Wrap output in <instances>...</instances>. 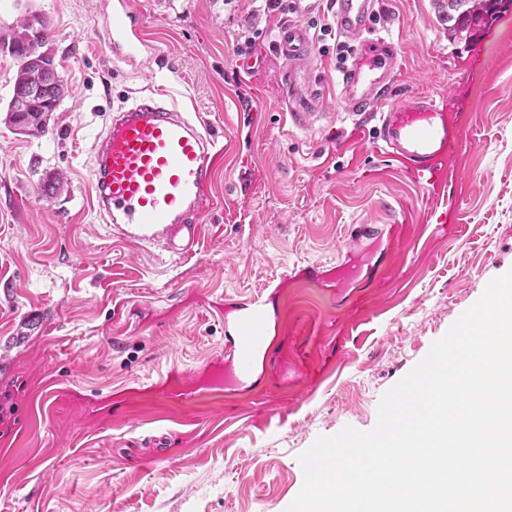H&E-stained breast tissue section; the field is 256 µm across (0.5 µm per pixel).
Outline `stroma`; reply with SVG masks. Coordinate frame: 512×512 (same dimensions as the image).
Instances as JSON below:
<instances>
[{"label": "stroma", "instance_id": "35a3bbf8", "mask_svg": "<svg viewBox=\"0 0 512 512\" xmlns=\"http://www.w3.org/2000/svg\"><path fill=\"white\" fill-rule=\"evenodd\" d=\"M155 54L106 43L112 0H0V32L27 12L69 93L48 132L5 122L17 62L0 53V512H285L298 454L374 427L382 395L512 270V10L450 42L432 0H385L403 59L399 94L457 100L462 139L438 191L345 118L336 55L308 132L283 112L284 21L255 0H131ZM259 27L250 72L243 28ZM156 91L216 136L197 245L169 256L123 242L86 179L95 135ZM63 191L45 198L49 177ZM356 224L371 233L351 237ZM281 304L273 353L245 384L224 334L246 296Z\"/></svg>", "mask_w": 512, "mask_h": 512}]
</instances>
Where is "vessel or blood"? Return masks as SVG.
<instances>
[{"label":"vessel or blood","mask_w":512,"mask_h":512,"mask_svg":"<svg viewBox=\"0 0 512 512\" xmlns=\"http://www.w3.org/2000/svg\"><path fill=\"white\" fill-rule=\"evenodd\" d=\"M320 3L293 0L294 19L282 23L272 41L273 51L287 63L282 80L288 117L304 132L324 117L313 38L303 21ZM330 6L337 33L350 46L337 80L346 115L376 120L378 149L406 160L420 185L438 184L441 164L458 146L450 130L452 97L396 95L401 64L392 36L378 30L383 0H330ZM108 27L107 47L114 57L130 63L149 58L143 19L129 0H116ZM212 148L211 134L169 106L162 94L133 98L116 111L93 143L94 161L87 170L96 208L112 224L114 235L172 255L190 253L214 179ZM237 311L224 351L246 379L256 351L266 346L268 302L253 295Z\"/></svg>","instance_id":"b4317fda"}]
</instances>
